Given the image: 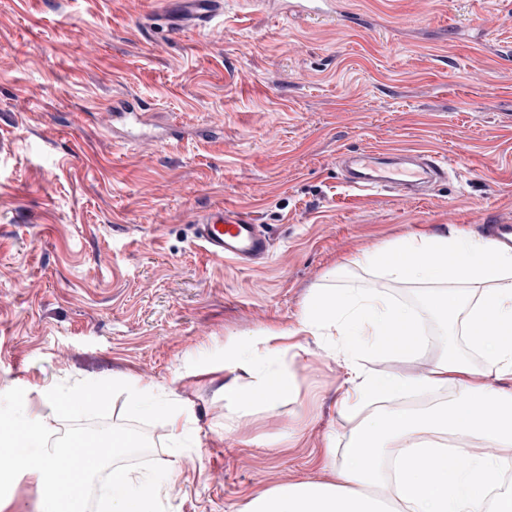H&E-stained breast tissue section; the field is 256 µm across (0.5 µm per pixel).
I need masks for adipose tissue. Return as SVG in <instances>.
<instances>
[{"mask_svg": "<svg viewBox=\"0 0 512 512\" xmlns=\"http://www.w3.org/2000/svg\"><path fill=\"white\" fill-rule=\"evenodd\" d=\"M390 280L440 283L449 276L460 289H443L427 299L434 315L449 321L454 334L470 325L492 323L493 337L479 345V362L449 348L429 374L411 377L364 369L356 355L363 343L384 336L392 354L408 357L419 347L417 313L384 293L346 290L320 292L304 305L298 331L339 343L349 368L341 412L360 422L343 453L325 449L323 463L331 481L283 484L248 496L238 512H512V488L489 499L486 472L500 459L486 455L492 446L512 452V388L501 387L512 375V248L473 237L415 233L388 244L368 258ZM480 286L470 295L468 285ZM282 333L268 332L251 345L254 362L249 387H224V397L240 408L276 411L296 403L299 389L291 370L298 353L282 346ZM448 387L447 405L420 412L366 413L372 401ZM128 405L162 410L171 432H179L185 407L160 399L155 386L129 383ZM464 464L449 470V457ZM435 464L433 477L422 473L424 460ZM151 475L112 468V512H154L147 492Z\"/></svg>", "mask_w": 512, "mask_h": 512, "instance_id": "ef3b65f1", "label": "adipose tissue"}]
</instances>
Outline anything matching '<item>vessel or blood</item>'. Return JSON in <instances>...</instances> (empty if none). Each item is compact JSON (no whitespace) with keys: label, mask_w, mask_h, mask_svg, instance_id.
I'll list each match as a JSON object with an SVG mask.
<instances>
[{"label":"vessel or blood","mask_w":512,"mask_h":512,"mask_svg":"<svg viewBox=\"0 0 512 512\" xmlns=\"http://www.w3.org/2000/svg\"><path fill=\"white\" fill-rule=\"evenodd\" d=\"M186 7L167 13L169 30L209 22L224 14V0H184ZM281 12L290 15L341 17L344 26L361 27L359 16L342 13L339 0H269ZM448 177L446 158L426 151L361 150L350 156L344 180L359 190L391 191L399 197H413L433 182ZM194 235L208 256L215 261L234 260L248 265L266 262L273 249L270 233L264 225L243 213L215 207L195 222Z\"/></svg>","instance_id":"1"}]
</instances>
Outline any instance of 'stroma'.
Instances as JSON below:
<instances>
[{
	"instance_id": "1",
	"label": "stroma",
	"mask_w": 512,
	"mask_h": 512,
	"mask_svg": "<svg viewBox=\"0 0 512 512\" xmlns=\"http://www.w3.org/2000/svg\"><path fill=\"white\" fill-rule=\"evenodd\" d=\"M169 0H0V393L62 428L43 386L126 377L187 408L183 446L145 426L151 459L177 462L160 512H236L254 492L329 481L321 452L356 425L339 412L347 363L303 335L299 401L238 412L228 384L249 352L224 349L295 330L323 288L376 287L420 308L430 284L352 264L416 232L483 236L512 224V0H343L365 28L224 0L222 19L169 32ZM151 117L112 126L118 99ZM362 148L448 158L430 196L344 186L337 157ZM235 208L267 225L258 266L209 259L199 213ZM402 360L364 345L359 363L422 376L448 348ZM17 476L0 512H42Z\"/></svg>"
}]
</instances>
